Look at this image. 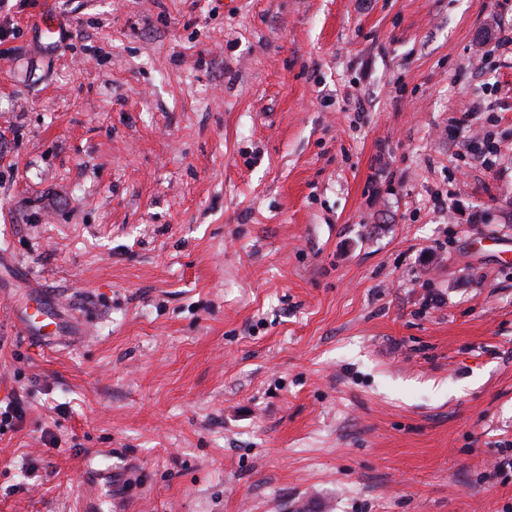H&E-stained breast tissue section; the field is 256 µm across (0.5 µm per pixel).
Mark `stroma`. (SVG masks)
I'll list each match as a JSON object with an SVG mask.
<instances>
[{"label": "stroma", "instance_id": "1", "mask_svg": "<svg viewBox=\"0 0 512 512\" xmlns=\"http://www.w3.org/2000/svg\"><path fill=\"white\" fill-rule=\"evenodd\" d=\"M501 26L0 0V512H512ZM42 305L43 307H34L32 313L29 312L28 307L25 309V326L31 334H42L44 328L53 324L52 317L56 320L55 313L48 307L45 300H42Z\"/></svg>", "mask_w": 512, "mask_h": 512}]
</instances>
